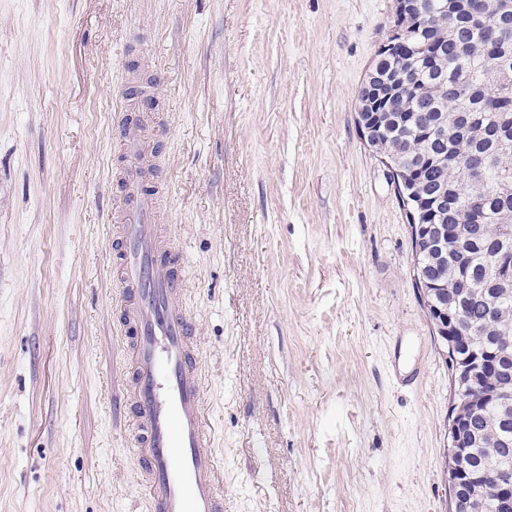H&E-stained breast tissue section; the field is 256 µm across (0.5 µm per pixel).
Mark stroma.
Segmentation results:
<instances>
[{
    "label": "stroma",
    "mask_w": 512,
    "mask_h": 512,
    "mask_svg": "<svg viewBox=\"0 0 512 512\" xmlns=\"http://www.w3.org/2000/svg\"><path fill=\"white\" fill-rule=\"evenodd\" d=\"M394 0H0V512H145L112 211L153 153L224 512H448V365L357 125ZM163 124L119 126L134 73Z\"/></svg>",
    "instance_id": "obj_1"
}]
</instances>
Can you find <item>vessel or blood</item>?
I'll list each match as a JSON object with an SVG mask.
<instances>
[{"label":"vessel or blood","mask_w":512,"mask_h":512,"mask_svg":"<svg viewBox=\"0 0 512 512\" xmlns=\"http://www.w3.org/2000/svg\"><path fill=\"white\" fill-rule=\"evenodd\" d=\"M123 148L134 163L119 177L127 192L117 216V313L125 336L119 389L146 512H224L199 349L184 308L183 260L157 222L159 196L138 189L146 150L138 141Z\"/></svg>","instance_id":"1"}]
</instances>
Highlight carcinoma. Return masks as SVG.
<instances>
[{
	"mask_svg": "<svg viewBox=\"0 0 512 512\" xmlns=\"http://www.w3.org/2000/svg\"><path fill=\"white\" fill-rule=\"evenodd\" d=\"M448 13L433 18L436 39L414 20L394 19L409 31L411 51L391 53L376 62L383 72L410 75L397 93L403 105L421 98L431 112L448 116L446 138L417 132L413 112L381 125L378 144L401 148L400 163L417 177L438 183L456 202L448 222V258L432 269L434 280L457 296L466 334L455 337L457 353L472 344L512 338V282L488 281L486 263L500 256L512 271V252H501L512 238V186L484 191L512 173V0H476L475 10L451 0ZM484 162L474 197L458 194L461 174ZM475 434L466 468L479 474L487 459L512 457V424L505 430L490 398L462 407Z\"/></svg>",
	"mask_w": 512,
	"mask_h": 512,
	"instance_id": "obj_1",
	"label": "carcinoma"
}]
</instances>
